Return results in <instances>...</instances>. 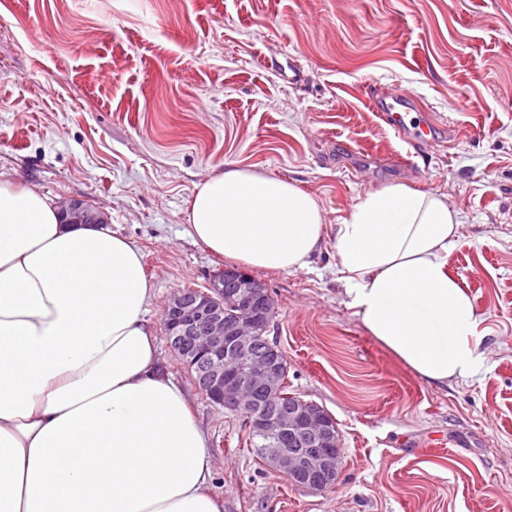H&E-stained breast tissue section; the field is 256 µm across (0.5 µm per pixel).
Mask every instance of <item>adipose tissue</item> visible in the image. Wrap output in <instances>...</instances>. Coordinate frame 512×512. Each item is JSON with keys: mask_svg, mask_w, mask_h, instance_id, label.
Segmentation results:
<instances>
[{"mask_svg": "<svg viewBox=\"0 0 512 512\" xmlns=\"http://www.w3.org/2000/svg\"><path fill=\"white\" fill-rule=\"evenodd\" d=\"M460 224L447 195L394 184L336 227L346 306L430 384L481 361L478 312L448 270ZM188 227L234 264L282 272L325 237L311 194L241 168L198 185ZM153 296L132 240L62 223L0 173V512H222L208 436L160 366Z\"/></svg>", "mask_w": 512, "mask_h": 512, "instance_id": "obj_1", "label": "adipose tissue"}]
</instances>
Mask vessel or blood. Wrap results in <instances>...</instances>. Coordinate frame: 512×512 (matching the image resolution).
Instances as JSON below:
<instances>
[{
	"label": "vessel or blood",
	"mask_w": 512,
	"mask_h": 512,
	"mask_svg": "<svg viewBox=\"0 0 512 512\" xmlns=\"http://www.w3.org/2000/svg\"><path fill=\"white\" fill-rule=\"evenodd\" d=\"M370 105L380 122L393 131L415 152H423L433 145L434 136L431 122H423L418 127H411L409 114L414 103L411 91L399 89L392 93H371Z\"/></svg>",
	"instance_id": "obj_1"
}]
</instances>
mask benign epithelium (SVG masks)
<instances>
[{
    "mask_svg": "<svg viewBox=\"0 0 512 512\" xmlns=\"http://www.w3.org/2000/svg\"><path fill=\"white\" fill-rule=\"evenodd\" d=\"M67 224H102L104 217L81 199L61 206ZM238 309L224 318V302ZM272 307L268 291L249 275L229 270L208 291L182 289L164 308L168 343L196 388L214 403L246 415L251 432L271 440L268 461L297 486L321 489L337 476L342 452L336 422L314 405H262L255 393L278 394L288 369L282 351L259 336L258 315Z\"/></svg>",
    "mask_w": 512,
    "mask_h": 512,
    "instance_id": "obj_1",
    "label": "benign epithelium"
}]
</instances>
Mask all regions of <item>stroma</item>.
I'll return each instance as SVG.
<instances>
[{
  "label": "stroma",
  "instance_id": "stroma-1",
  "mask_svg": "<svg viewBox=\"0 0 512 512\" xmlns=\"http://www.w3.org/2000/svg\"><path fill=\"white\" fill-rule=\"evenodd\" d=\"M375 86L413 91L444 144L414 154L372 112ZM226 163L323 212L309 269L253 272L289 382L339 431L321 491L259 463L167 344L168 299L231 266L186 232ZM0 171L85 200L140 248L159 358L209 436L224 512H512V0H0ZM390 184L461 215L448 270L481 319L470 377L427 384L344 303L336 226Z\"/></svg>",
  "mask_w": 512,
  "mask_h": 512
}]
</instances>
